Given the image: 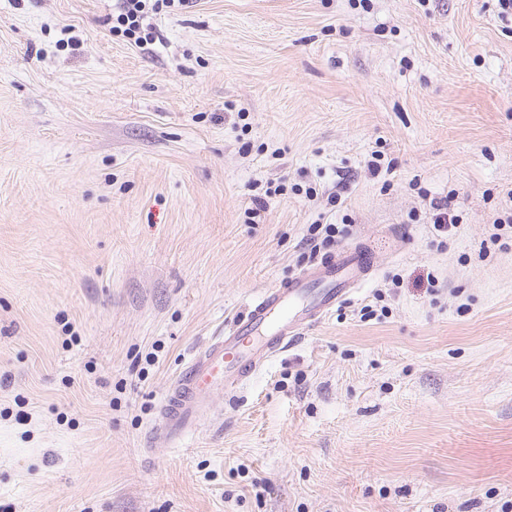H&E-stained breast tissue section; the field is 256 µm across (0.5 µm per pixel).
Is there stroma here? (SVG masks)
<instances>
[{
    "instance_id": "1",
    "label": "stroma",
    "mask_w": 512,
    "mask_h": 512,
    "mask_svg": "<svg viewBox=\"0 0 512 512\" xmlns=\"http://www.w3.org/2000/svg\"><path fill=\"white\" fill-rule=\"evenodd\" d=\"M117 7L0 0V512H512L496 0H189L147 51ZM315 223L372 278L183 447L151 437Z\"/></svg>"
}]
</instances>
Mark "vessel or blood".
Returning a JSON list of instances; mask_svg holds the SVG:
<instances>
[{
	"label": "vessel or blood",
	"instance_id": "b4317fda",
	"mask_svg": "<svg viewBox=\"0 0 512 512\" xmlns=\"http://www.w3.org/2000/svg\"><path fill=\"white\" fill-rule=\"evenodd\" d=\"M374 271L370 251L359 244L263 290L243 317L211 337L184 365L159 405L153 435L178 444L194 434L216 391L247 382L262 359L284 351L320 323Z\"/></svg>",
	"mask_w": 512,
	"mask_h": 512
}]
</instances>
